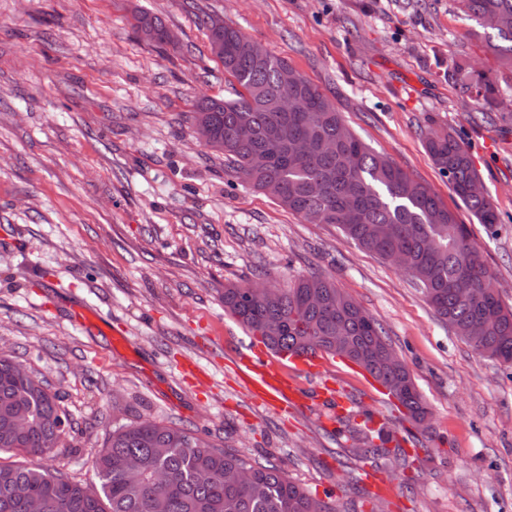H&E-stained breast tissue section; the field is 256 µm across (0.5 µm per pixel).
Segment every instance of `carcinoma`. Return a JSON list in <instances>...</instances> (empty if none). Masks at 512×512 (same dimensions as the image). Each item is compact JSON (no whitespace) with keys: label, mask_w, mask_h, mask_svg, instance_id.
Segmentation results:
<instances>
[{"label":"carcinoma","mask_w":512,"mask_h":512,"mask_svg":"<svg viewBox=\"0 0 512 512\" xmlns=\"http://www.w3.org/2000/svg\"><path fill=\"white\" fill-rule=\"evenodd\" d=\"M473 22V34L492 29L485 47L501 73L512 75V0H459ZM497 18L491 28L487 15ZM208 30L212 54L241 91L237 98H203L192 115L193 132L204 146L224 155L233 177L259 155L267 158L250 187L310 224H335L361 249L381 259L402 251L411 259L409 275L435 313L462 337L473 327L485 335L469 341L479 354L512 364V308L492 287L493 276L468 225L459 222L439 195L390 158L373 152L345 125L342 113L301 73L284 85L288 62L264 52L253 61L239 52L247 36L226 24ZM133 27L157 45L169 43L163 21L147 12L133 14ZM448 79L475 93L474 104L504 111L499 77L473 69L461 59L448 65ZM305 140L304 159L291 148ZM424 147L448 176L452 193L479 223H499L485 195L469 193L480 180L467 147L446 131L432 130ZM224 311L275 353L324 352L346 358L385 387L411 421L428 410L403 362L377 320L334 280L301 276L288 288L271 285L224 286ZM71 426L58 392L46 380L0 357V453L43 457L63 444ZM344 430L365 462L386 459L406 466L404 449L387 447L395 435L387 424L376 431L357 429L350 417ZM94 483L72 481L41 465L0 463V512H27L32 497L45 512H336L310 495L275 464H262L210 444L192 433L156 421L112 430L93 460Z\"/></svg>","instance_id":"cac0c4a2"}]
</instances>
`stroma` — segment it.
I'll return each instance as SVG.
<instances>
[{
    "instance_id": "stroma-1",
    "label": "stroma",
    "mask_w": 512,
    "mask_h": 512,
    "mask_svg": "<svg viewBox=\"0 0 512 512\" xmlns=\"http://www.w3.org/2000/svg\"><path fill=\"white\" fill-rule=\"evenodd\" d=\"M136 8L173 44L142 40ZM205 16L284 58L374 152L436 191L512 308V112L475 111L447 76L458 54L496 66L458 0H0V357L45 377L73 419L42 465L92 481L114 427L157 420L280 465L337 512H512V367L457 336L408 274L243 186L198 143L196 101L238 88ZM432 129L469 148L500 224L452 194L424 148ZM311 273L382 324L429 407L430 428L403 444L406 469L358 460L324 425L328 409L257 405L239 381L235 357L254 338L225 314V285ZM76 305L95 321L74 324ZM288 376L340 389L356 424L366 408L404 423L339 358ZM373 468L388 495L366 480Z\"/></svg>"
}]
</instances>
